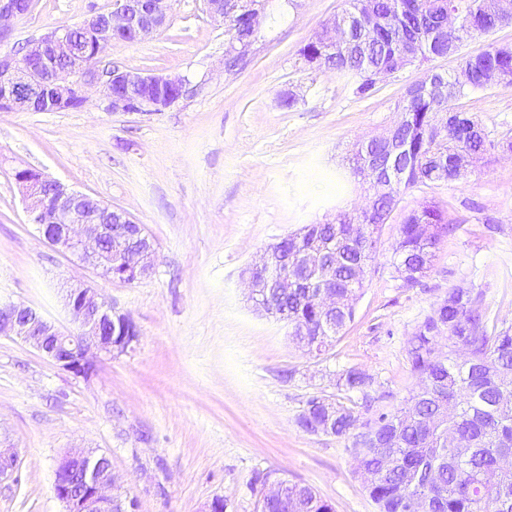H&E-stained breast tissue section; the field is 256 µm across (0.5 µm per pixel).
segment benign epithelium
<instances>
[{
    "label": "benign epithelium",
    "instance_id": "obj_1",
    "mask_svg": "<svg viewBox=\"0 0 512 512\" xmlns=\"http://www.w3.org/2000/svg\"><path fill=\"white\" fill-rule=\"evenodd\" d=\"M207 4L213 17L236 20L237 0H207ZM29 10L30 0H0V40L9 35V21ZM170 10L171 0H113L111 10L90 15L82 25L98 29L96 52L100 56L113 43H140L154 36L166 24ZM72 31L69 26L52 29L44 38L28 44L20 61L11 54L0 56V100L8 111L44 112L43 101L48 92H53L62 104L73 90L82 92L98 85L112 112H158L173 101L143 97L139 95L142 87L155 84L180 92L188 83L184 77L141 74L123 68L114 69L107 77L94 66L77 63L57 71L56 62L72 54ZM15 179L26 189L31 223L58 252L77 257L108 279L128 257L132 259L131 275L135 279L141 281L152 273L155 242L126 211H112V223L105 224L101 213L87 205L86 194L53 180L54 195L47 202L33 191L25 170L17 171ZM105 239L112 240L110 252L102 249ZM322 254L321 250L309 253L301 263V272L288 274L280 269L281 254L267 247L261 263L246 270L250 294L259 295L261 275L280 293L304 285L316 289L315 299L326 314L350 306L354 296L336 293L335 265L323 261ZM64 302L75 331L58 328L21 303L0 301V335L17 336L61 369L87 377L96 369L94 358L116 352L117 343L104 329L127 325L130 319L114 313L84 283L69 286ZM17 461L14 449L0 447V481L12 476ZM114 483L109 456L79 449L59 459L54 491L65 504V512H137L134 500L110 494Z\"/></svg>",
    "mask_w": 512,
    "mask_h": 512
}]
</instances>
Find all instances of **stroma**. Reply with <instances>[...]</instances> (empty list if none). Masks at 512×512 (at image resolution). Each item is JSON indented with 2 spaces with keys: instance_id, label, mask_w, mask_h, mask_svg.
<instances>
[{
  "instance_id": "obj_1",
  "label": "stroma",
  "mask_w": 512,
  "mask_h": 512,
  "mask_svg": "<svg viewBox=\"0 0 512 512\" xmlns=\"http://www.w3.org/2000/svg\"><path fill=\"white\" fill-rule=\"evenodd\" d=\"M113 0H32L0 53L28 38L110 10ZM345 0H271L241 70L224 69V24L206 0H173L164 28L115 43L102 64L183 75L198 94L158 112H112L98 89L67 112H0V300L69 327L62 292L83 281L138 340L100 358L87 378L63 371L22 341L0 336V438L19 452L0 482V512H63L53 486L70 448L107 454L121 498L138 512H259V474L311 487L335 512H375L354 466L351 440L304 431L308 399L352 400L361 420L397 409L418 384L407 362L416 325L448 293L480 294L491 322L512 329V85L457 101L490 147L462 179L406 190L379 229L354 317L329 352L308 354L288 326L257 309L244 271L264 249L305 224H324L367 201L348 158L357 141L384 135L407 89L428 68L459 74L488 42L512 45V25L464 41L356 95L336 74L309 68L300 50ZM295 96L293 108L282 101ZM31 169L143 224L156 244L152 275L125 284L56 252L30 224L15 180ZM454 229L417 286L395 269L402 217L428 200ZM365 373V392L341 390Z\"/></svg>"
}]
</instances>
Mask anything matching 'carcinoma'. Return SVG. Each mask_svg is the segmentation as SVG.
I'll list each match as a JSON object with an SVG mask.
<instances>
[{"mask_svg":"<svg viewBox=\"0 0 512 512\" xmlns=\"http://www.w3.org/2000/svg\"><path fill=\"white\" fill-rule=\"evenodd\" d=\"M262 0H240L239 24L226 27L229 39L224 67L233 72L248 62L255 36L248 19ZM348 8L336 19L345 38L328 52L323 34H316L302 49L310 67L323 66L355 85L361 97L375 87V72L396 73L417 62L457 51L458 36L486 35L512 23V0H347ZM455 26L448 28V19ZM74 53L94 65L91 36L84 29L72 31ZM463 81L436 69L408 88L401 107L406 124L393 127L387 137L399 142L397 165L401 179L393 193L373 196L370 211L359 215L343 211L334 224L318 225L323 238L335 240L348 260L336 268V292L346 294L350 282L349 261L363 252L367 261L377 255L378 245H348L358 225L387 223L400 194L416 186L454 182L487 150L486 136L477 116L456 109L455 102L477 91L501 84L512 85V46L490 43L463 62ZM439 85L446 99L445 112L453 115L447 129L435 126L431 99ZM453 231L447 211L426 201L411 211L400 227L394 248L397 270L408 266L418 274L430 267L442 238ZM311 239H281L275 247L284 253L306 250ZM266 303L282 312L294 330L306 332L318 352L325 351L353 320V309L336 314L335 327L327 326L310 289H293L286 295L266 293ZM448 340L443 357L435 354L441 340ZM464 348L466 359L457 357ZM410 371L421 385L404 397L399 408L362 422L354 407L336 402L334 436L352 439L356 469L376 512H512V467L501 458L512 456V331L489 324L479 297L461 286L448 295L418 323L408 342ZM348 393L369 385L361 371L341 375ZM321 412L314 400L299 416V426L317 432ZM281 497H262L261 512H335L333 504L312 488L278 479Z\"/></svg>","mask_w":512,"mask_h":512,"instance_id":"carcinoma-1","label":"carcinoma"}]
</instances>
